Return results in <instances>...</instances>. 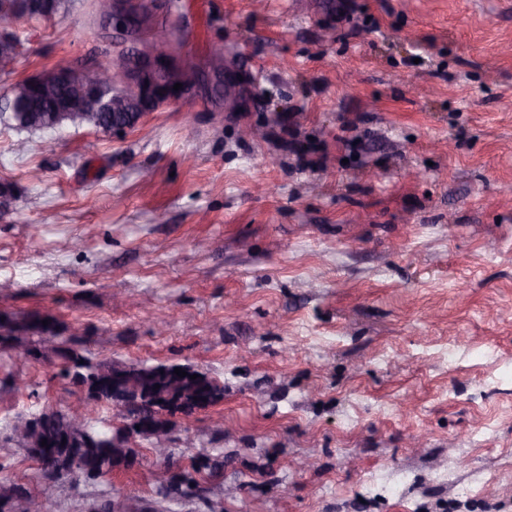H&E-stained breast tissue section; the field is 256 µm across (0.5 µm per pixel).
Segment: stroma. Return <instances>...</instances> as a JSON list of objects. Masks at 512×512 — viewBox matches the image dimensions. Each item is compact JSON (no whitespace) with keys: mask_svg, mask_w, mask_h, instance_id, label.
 I'll return each mask as SVG.
<instances>
[{"mask_svg":"<svg viewBox=\"0 0 512 512\" xmlns=\"http://www.w3.org/2000/svg\"><path fill=\"white\" fill-rule=\"evenodd\" d=\"M144 2L192 90L118 138L0 123V314L223 385L173 469L224 471L171 512H512V0ZM0 32V99L124 48L91 0ZM62 368L0 350V437L80 397ZM138 453L55 512L156 499Z\"/></svg>","mask_w":512,"mask_h":512,"instance_id":"stroma-1","label":"stroma"}]
</instances>
